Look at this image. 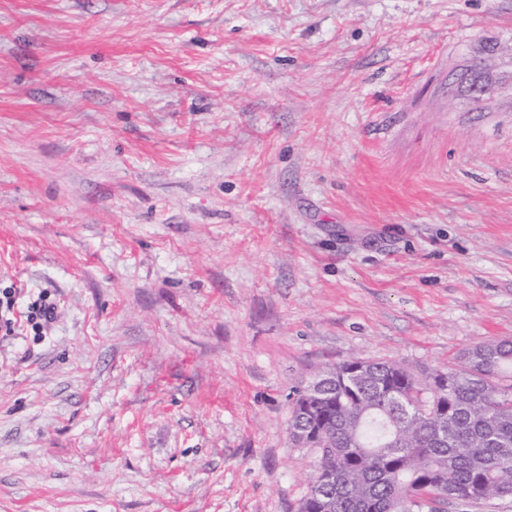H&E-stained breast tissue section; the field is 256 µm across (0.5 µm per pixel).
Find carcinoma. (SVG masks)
Instances as JSON below:
<instances>
[{"mask_svg":"<svg viewBox=\"0 0 512 512\" xmlns=\"http://www.w3.org/2000/svg\"><path fill=\"white\" fill-rule=\"evenodd\" d=\"M320 373L313 396L298 388L290 418L332 423L303 446L317 452L312 481L333 474L334 512H448L512 496V341L467 348L458 363L417 378L401 363L363 360Z\"/></svg>","mask_w":512,"mask_h":512,"instance_id":"carcinoma-1","label":"carcinoma"}]
</instances>
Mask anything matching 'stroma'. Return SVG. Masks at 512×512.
<instances>
[{"mask_svg": "<svg viewBox=\"0 0 512 512\" xmlns=\"http://www.w3.org/2000/svg\"><path fill=\"white\" fill-rule=\"evenodd\" d=\"M0 512H298L293 390L512 339V0H0ZM15 303V291L11 289L4 293L3 299L0 297V332L2 336H15L21 330L24 321L22 317L25 319L26 325L36 323L42 328L54 318V304L48 302V298L44 296L40 301L28 307L27 314L21 316L20 320L15 316Z\"/></svg>", "mask_w": 512, "mask_h": 512, "instance_id": "obj_1", "label": "stroma"}]
</instances>
